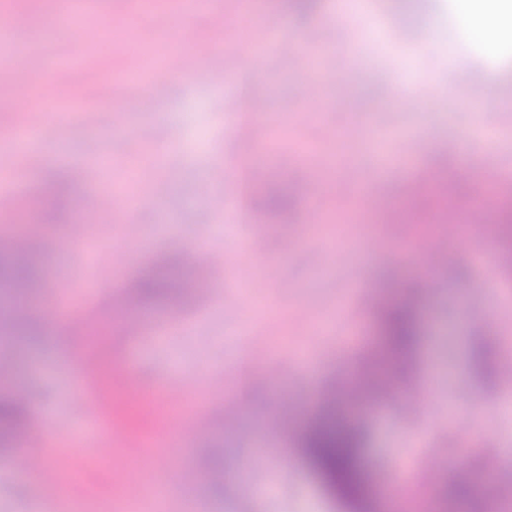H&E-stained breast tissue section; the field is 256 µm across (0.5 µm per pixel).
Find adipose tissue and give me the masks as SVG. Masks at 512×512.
Instances as JSON below:
<instances>
[{"instance_id":"1","label":"adipose tissue","mask_w":512,"mask_h":512,"mask_svg":"<svg viewBox=\"0 0 512 512\" xmlns=\"http://www.w3.org/2000/svg\"><path fill=\"white\" fill-rule=\"evenodd\" d=\"M457 6L475 40L493 48L512 37V0H457Z\"/></svg>"}]
</instances>
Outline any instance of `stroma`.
I'll list each match as a JSON object with an SVG mask.
<instances>
[{
	"label": "stroma",
	"mask_w": 512,
	"mask_h": 512,
	"mask_svg": "<svg viewBox=\"0 0 512 512\" xmlns=\"http://www.w3.org/2000/svg\"><path fill=\"white\" fill-rule=\"evenodd\" d=\"M209 2L226 22L217 53L204 12L175 16L167 0L151 15L136 0H84L80 21L67 23L60 20L67 0H0V11L22 10L32 20L14 43L27 52L33 81L52 76L54 59L66 57L75 63L67 80L80 94L66 118L36 103L23 113L0 72V145L22 123L36 130L8 156L18 199L76 166L86 169L78 194L127 182L134 199L125 213L73 210L89 228L81 240L60 224L26 234L42 257L31 310L58 315L45 322L44 336L10 354L12 373L0 392L26 388L45 471L19 480L13 455L0 454V512H114L117 467L161 489L158 512H341L294 451L292 433L280 430L276 400L294 398L299 425L322 396L357 375L380 340L372 308L357 297L362 289L406 293L420 307L410 380L359 412L378 500L402 475L401 512H436L443 482L496 457V477L457 512H512V495L503 492L512 486V461L504 458L512 451V386H492L475 368L488 344L497 360L512 362V265L498 258L502 242L483 238L466 217L476 187L493 198L512 188V40L488 51L461 23L455 0H413L408 9L400 0H364L362 13L340 17L336 0H320L307 15L288 0H253L248 16L237 0ZM266 23L284 47L254 70L239 45ZM318 27L334 36L317 61L303 63L307 34ZM44 29L53 37L41 44ZM178 29L222 80L162 69L138 79L146 47ZM451 67L465 75L482 69L487 83H448ZM251 99L265 112L249 114ZM238 121L253 126L251 138L235 137ZM391 151L415 161L372 181L380 154ZM248 163L270 166L271 182L293 193L287 223L258 215L247 224L241 213L210 210V196H239ZM337 165L354 169L382 207L362 209L354 188L332 178ZM443 181L458 233L426 288L409 258L417 238L444 234L443 212L426 200ZM318 190L325 208L311 225L309 197ZM388 220L407 225L406 237L366 251L365 239ZM315 247L324 263L312 261ZM96 248L112 252V270L93 268ZM208 249L233 251L236 266L208 267L201 259ZM169 255L197 270L204 294L146 313L129 338L122 292ZM88 335L107 339L89 356L79 348ZM347 336L363 342L345 347ZM256 339L266 347L261 360L247 353ZM91 358L110 372L136 362L154 401L139 418L148 427L160 426L169 408L163 384L180 385L179 417L160 446L135 448L108 429L87 428L77 400L98 394ZM472 400L488 422L478 434L468 423ZM228 401L242 409L234 429L219 413ZM101 441L113 454L99 463ZM428 466L436 472L430 483L419 478ZM48 482L58 483L56 497L45 496Z\"/></svg>",
	"instance_id": "35a3bbf8"
}]
</instances>
